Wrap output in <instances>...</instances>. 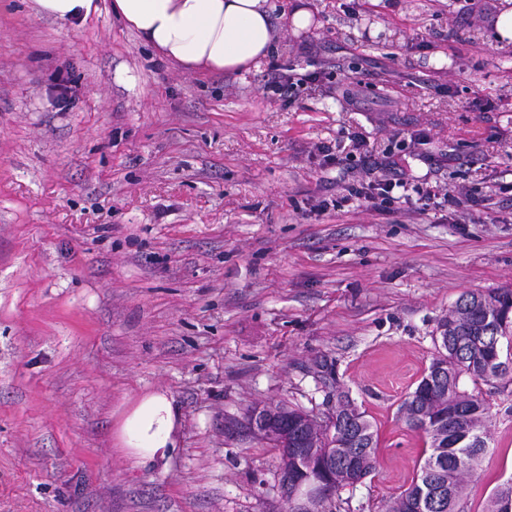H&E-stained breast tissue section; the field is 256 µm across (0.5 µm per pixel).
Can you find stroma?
Returning a JSON list of instances; mask_svg holds the SVG:
<instances>
[{
	"label": "stroma",
	"mask_w": 512,
	"mask_h": 512,
	"mask_svg": "<svg viewBox=\"0 0 512 512\" xmlns=\"http://www.w3.org/2000/svg\"><path fill=\"white\" fill-rule=\"evenodd\" d=\"M277 3L311 25L209 76L161 60L110 0L72 24L0 0V512H286L245 416H324L339 390L379 435L346 512L409 485L425 443L397 411L440 319L462 292L512 286V41L491 23L512 0L473 16L465 0ZM349 84L369 107L347 106ZM369 160L459 195L465 222L447 203L353 207L346 178ZM155 390L178 444L143 468L116 427ZM482 392L492 439L464 512L512 477V385Z\"/></svg>",
	"instance_id": "35a3bbf8"
}]
</instances>
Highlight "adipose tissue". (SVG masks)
<instances>
[{
    "instance_id": "obj_1",
    "label": "adipose tissue",
    "mask_w": 512,
    "mask_h": 512,
    "mask_svg": "<svg viewBox=\"0 0 512 512\" xmlns=\"http://www.w3.org/2000/svg\"><path fill=\"white\" fill-rule=\"evenodd\" d=\"M111 8L144 45L189 73L250 71L281 32L272 0H111ZM178 425L172 396L144 393L121 421L119 446L136 465H156L176 447Z\"/></svg>"
}]
</instances>
